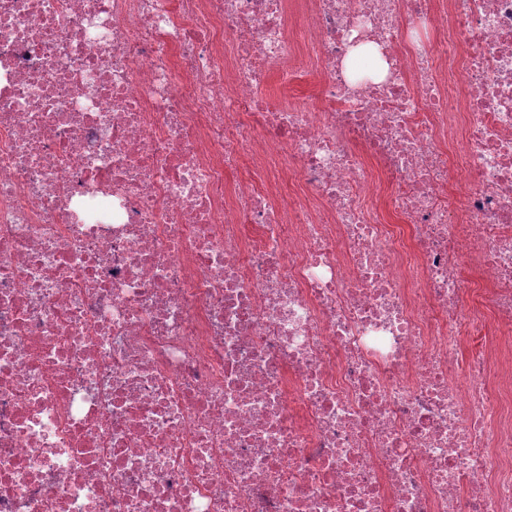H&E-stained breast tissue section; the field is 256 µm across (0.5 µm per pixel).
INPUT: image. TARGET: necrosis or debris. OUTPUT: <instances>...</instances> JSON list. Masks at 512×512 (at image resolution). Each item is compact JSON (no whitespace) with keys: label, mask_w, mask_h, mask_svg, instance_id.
I'll return each instance as SVG.
<instances>
[{"label":"necrosis or debris","mask_w":512,"mask_h":512,"mask_svg":"<svg viewBox=\"0 0 512 512\" xmlns=\"http://www.w3.org/2000/svg\"><path fill=\"white\" fill-rule=\"evenodd\" d=\"M509 353L512 0H0V512H512ZM317 77L315 75H309L305 77L299 84L295 85L292 89H288V91H284L280 85L279 79L274 76L269 87L268 91L272 95L280 96L282 93L288 94V98L291 96H300V97H312L316 90Z\"/></svg>","instance_id":"1"}]
</instances>
